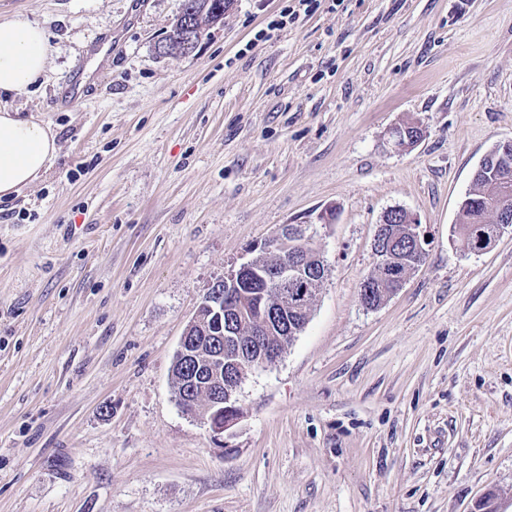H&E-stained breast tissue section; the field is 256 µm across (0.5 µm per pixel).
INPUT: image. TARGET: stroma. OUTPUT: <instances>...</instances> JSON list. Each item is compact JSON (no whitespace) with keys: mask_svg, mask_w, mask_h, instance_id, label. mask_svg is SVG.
<instances>
[{"mask_svg":"<svg viewBox=\"0 0 512 512\" xmlns=\"http://www.w3.org/2000/svg\"><path fill=\"white\" fill-rule=\"evenodd\" d=\"M293 2L231 0L174 56L183 0H0L52 47L0 108L60 145L0 199V512H512V233H455L512 140V0H317L281 24ZM106 35L95 91L62 106ZM403 123L424 136L399 151ZM395 208L426 261L368 309ZM311 223L331 275L218 447L172 393L180 336L225 270Z\"/></svg>","mask_w":512,"mask_h":512,"instance_id":"35a3bbf8","label":"stroma"}]
</instances>
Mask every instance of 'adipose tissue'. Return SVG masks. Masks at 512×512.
<instances>
[{
    "mask_svg": "<svg viewBox=\"0 0 512 512\" xmlns=\"http://www.w3.org/2000/svg\"><path fill=\"white\" fill-rule=\"evenodd\" d=\"M50 55L42 28L20 17L0 19V93L26 94L45 74ZM58 152L48 126L0 109V198L40 180Z\"/></svg>",
    "mask_w": 512,
    "mask_h": 512,
    "instance_id": "adipose-tissue-1",
    "label": "adipose tissue"
}]
</instances>
